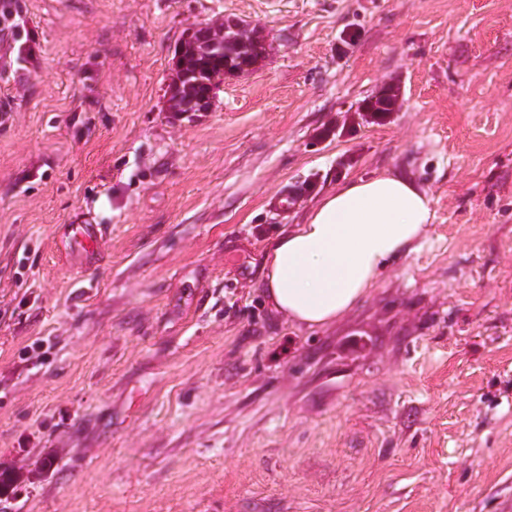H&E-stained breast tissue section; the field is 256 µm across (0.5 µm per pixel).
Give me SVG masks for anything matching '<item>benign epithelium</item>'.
Segmentation results:
<instances>
[{
    "label": "benign epithelium",
    "mask_w": 512,
    "mask_h": 512,
    "mask_svg": "<svg viewBox=\"0 0 512 512\" xmlns=\"http://www.w3.org/2000/svg\"><path fill=\"white\" fill-rule=\"evenodd\" d=\"M232 31L233 34L228 36L227 29L222 26H200L189 30L181 56L176 61L177 76L172 88L175 98L170 101L169 111L179 117H193L212 109L224 80L216 79L204 89H197L195 83L190 81L188 68L199 57L223 52L224 43L229 40L252 52L255 62L262 56L263 44L249 29L239 24L232 27Z\"/></svg>",
    "instance_id": "benign-epithelium-1"
}]
</instances>
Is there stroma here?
<instances>
[{"label": "stroma", "instance_id": "35a3bbf8", "mask_svg": "<svg viewBox=\"0 0 512 512\" xmlns=\"http://www.w3.org/2000/svg\"><path fill=\"white\" fill-rule=\"evenodd\" d=\"M13 6L0 512L511 506L512 0ZM226 19L264 57L176 118L180 43ZM385 86L394 111H361ZM384 169L431 194L424 239L336 325L291 326L269 240ZM65 224L101 225L99 254Z\"/></svg>", "mask_w": 512, "mask_h": 512}]
</instances>
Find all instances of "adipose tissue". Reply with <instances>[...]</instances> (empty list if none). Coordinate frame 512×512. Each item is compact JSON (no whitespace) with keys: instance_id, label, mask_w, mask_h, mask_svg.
<instances>
[{"instance_id":"adipose-tissue-1","label":"adipose tissue","mask_w":512,"mask_h":512,"mask_svg":"<svg viewBox=\"0 0 512 512\" xmlns=\"http://www.w3.org/2000/svg\"><path fill=\"white\" fill-rule=\"evenodd\" d=\"M431 204L397 171L345 180L269 242L262 275L269 307L298 327L336 323L420 242Z\"/></svg>"}]
</instances>
